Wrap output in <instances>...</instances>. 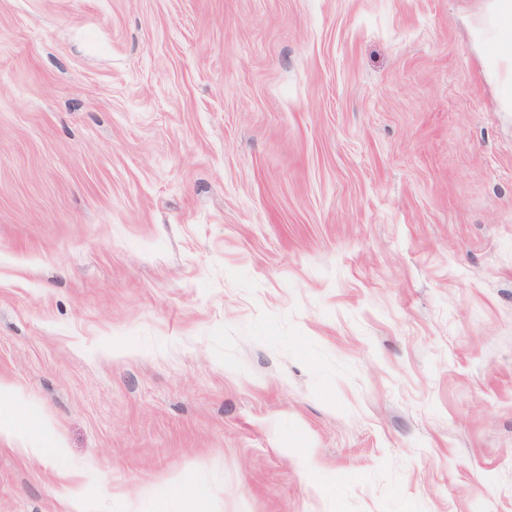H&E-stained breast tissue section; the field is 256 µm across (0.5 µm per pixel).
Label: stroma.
Instances as JSON below:
<instances>
[{"mask_svg": "<svg viewBox=\"0 0 512 512\" xmlns=\"http://www.w3.org/2000/svg\"><path fill=\"white\" fill-rule=\"evenodd\" d=\"M491 7L0 0V512H512Z\"/></svg>", "mask_w": 512, "mask_h": 512, "instance_id": "35a3bbf8", "label": "stroma"}]
</instances>
